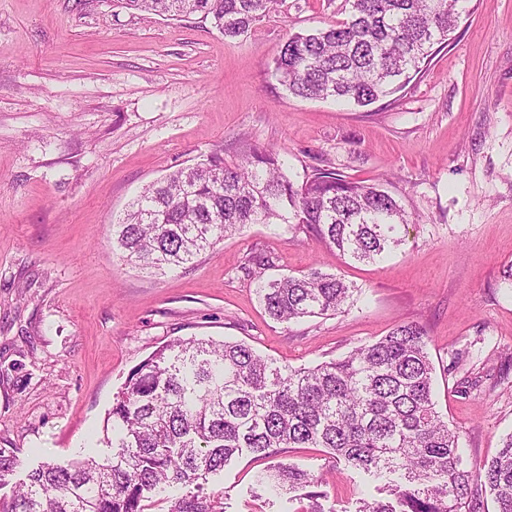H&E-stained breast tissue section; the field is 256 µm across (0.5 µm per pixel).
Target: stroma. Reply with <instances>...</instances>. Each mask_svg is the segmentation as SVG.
I'll use <instances>...</instances> for the list:
<instances>
[{"label": "stroma", "instance_id": "35a3bbf8", "mask_svg": "<svg viewBox=\"0 0 512 512\" xmlns=\"http://www.w3.org/2000/svg\"><path fill=\"white\" fill-rule=\"evenodd\" d=\"M463 7L450 44L403 91L358 108L292 96L273 74L288 36L346 19L347 0H279L234 39L118 0H0V448L21 461L0 500L40 462L82 454L129 372L191 337L308 367L418 323L464 462L496 455L512 433V0ZM254 145L280 149L297 183L328 165L385 178L415 219L403 244L358 263L294 225L250 224L164 271L113 248V224L148 184ZM255 256L268 278L344 276L354 302L274 321ZM278 461L321 478L326 512L374 492L321 448L243 453L205 491L226 512H306L308 500L258 486Z\"/></svg>", "mask_w": 512, "mask_h": 512}]
</instances>
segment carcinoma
Returning <instances> with one entry per match:
<instances>
[{
    "instance_id": "cac0c4a2",
    "label": "carcinoma",
    "mask_w": 512,
    "mask_h": 512,
    "mask_svg": "<svg viewBox=\"0 0 512 512\" xmlns=\"http://www.w3.org/2000/svg\"><path fill=\"white\" fill-rule=\"evenodd\" d=\"M124 8L168 19L200 15L236 38L278 0H119ZM349 16L291 34L274 61L289 93L369 106L403 90L459 26L463 0H348ZM412 223L376 183L317 168L291 180L279 150L253 147L238 161L218 152L150 183L112 225L126 261L164 270L192 264L247 224H298L356 261L381 259ZM355 287L313 269L261 282L257 292L278 322L327 316ZM426 332L407 322L339 359L282 368L244 342L178 339L156 349L115 393L104 419V457L87 454L30 470L0 512H144V501L174 485L194 486L170 512H225L203 493L245 451L267 457L284 448H324L384 482L380 498L354 512H477L490 493L512 512V434L477 470L458 453L456 430L435 408L434 366ZM20 464L0 448V477ZM260 485L299 492L307 512H324L316 476L277 464Z\"/></svg>"
}]
</instances>
